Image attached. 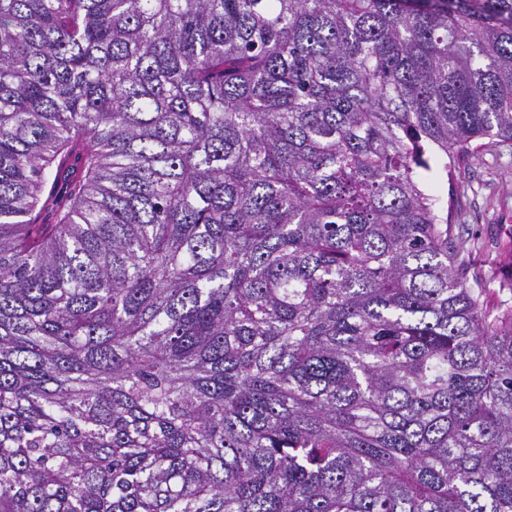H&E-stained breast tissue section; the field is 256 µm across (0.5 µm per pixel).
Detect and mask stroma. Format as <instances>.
I'll use <instances>...</instances> for the list:
<instances>
[{
  "label": "stroma",
  "mask_w": 512,
  "mask_h": 512,
  "mask_svg": "<svg viewBox=\"0 0 512 512\" xmlns=\"http://www.w3.org/2000/svg\"><path fill=\"white\" fill-rule=\"evenodd\" d=\"M438 185L454 199L453 233L484 276L488 307L512 308V141L487 140L453 180Z\"/></svg>",
  "instance_id": "1"
}]
</instances>
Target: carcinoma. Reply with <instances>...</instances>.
<instances>
[{
    "label": "carcinoma",
    "instance_id": "obj_1",
    "mask_svg": "<svg viewBox=\"0 0 512 512\" xmlns=\"http://www.w3.org/2000/svg\"><path fill=\"white\" fill-rule=\"evenodd\" d=\"M486 137L512 0H0V512H512ZM479 142L486 145L460 165L452 182L437 183L445 199H454L453 233L483 273L488 307L512 308V141Z\"/></svg>",
    "mask_w": 512,
    "mask_h": 512
}]
</instances>
